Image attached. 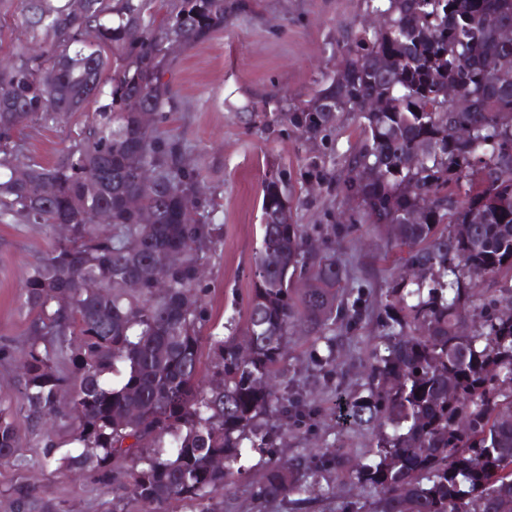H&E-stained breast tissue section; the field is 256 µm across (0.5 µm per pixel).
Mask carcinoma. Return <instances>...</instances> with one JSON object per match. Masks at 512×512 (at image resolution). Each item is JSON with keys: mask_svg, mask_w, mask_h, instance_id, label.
Returning a JSON list of instances; mask_svg holds the SVG:
<instances>
[{"mask_svg": "<svg viewBox=\"0 0 512 512\" xmlns=\"http://www.w3.org/2000/svg\"><path fill=\"white\" fill-rule=\"evenodd\" d=\"M226 0H19L39 51L13 47L0 69V221L67 224L25 279L32 340L25 351L23 414L37 456L57 471L81 468L119 484L140 512L187 500L220 512L218 497L246 478V450L269 446L268 420H298V398L273 390L288 336L326 340L369 315L341 300L344 269L308 243L292 211V183L264 181L261 241L244 341L209 336L211 386L200 383L202 261L215 251L197 174L179 137L145 124L176 109L164 81L171 54L224 28ZM384 18L342 50L337 70L283 119L328 139L338 114L360 132L339 173L312 162L300 174L355 200L354 220L406 250L380 312L381 344L348 423L371 428L365 462L341 447L267 466L259 495L306 493L319 474L366 489L369 512H512V0H382ZM469 101L448 104V89ZM381 103L363 112L360 101ZM98 108L51 166L17 143L29 123ZM156 172L146 181L142 172ZM132 198L152 210L145 224ZM110 214L112 227L91 222ZM98 289L82 288L87 278ZM166 280L158 293L154 278ZM306 279L307 288L292 281ZM139 413L130 426L120 419ZM11 406L0 403V462L24 466ZM71 421L75 453L44 427ZM224 454V470L209 459ZM133 456L120 480L113 463Z\"/></svg>", "mask_w": 512, "mask_h": 512, "instance_id": "1", "label": "carcinoma"}]
</instances>
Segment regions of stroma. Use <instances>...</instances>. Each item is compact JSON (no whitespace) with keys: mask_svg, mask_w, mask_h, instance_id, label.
I'll list each match as a JSON object with an SVG mask.
<instances>
[{"mask_svg":"<svg viewBox=\"0 0 512 512\" xmlns=\"http://www.w3.org/2000/svg\"><path fill=\"white\" fill-rule=\"evenodd\" d=\"M368 0H246L224 18L223 30L207 41L179 49L165 75L177 92L178 107L161 128L180 137L184 166L200 174L207 206L202 223L217 225L220 243L204 262L201 282L203 335H225L228 320L244 325L260 246L262 189L271 173L298 174L311 158H340L359 132L357 113L340 117L331 141L299 136L276 113L263 112L260 100L277 96L285 104L308 99L321 76L333 71L342 47L371 18ZM96 103L56 121L32 123L21 134L25 156L54 164L79 132ZM298 223L312 238L326 241L345 273L343 296L365 300L380 311L386 289L401 270L397 251L384 235L353 223L342 195L295 188ZM56 228L41 224L0 223V345L11 356L0 360V398L17 402L18 375L28 344L29 315L24 303L25 277L58 239ZM379 341L375 322L339 332L338 354L330 366L311 357L312 342L297 331L288 342V372L277 387H289L305 404L301 421L273 439V455L287 459L347 444L362 455L369 433L351 428L335 406L361 390L371 349ZM246 479L222 497V512H342L347 500H362L346 476H320L304 501L295 496L258 497L264 459L252 453ZM25 484L34 498L29 512H138L122 492L100 488L90 472L60 474L36 463L18 468L0 463V512H13L12 491Z\"/></svg>","mask_w":512,"mask_h":512,"instance_id":"stroma-1","label":"stroma"}]
</instances>
